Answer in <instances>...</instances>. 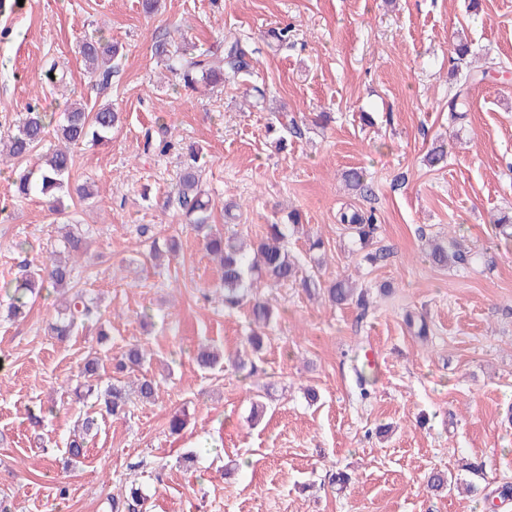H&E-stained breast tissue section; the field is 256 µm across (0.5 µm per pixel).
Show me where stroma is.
I'll use <instances>...</instances> for the list:
<instances>
[{
  "mask_svg": "<svg viewBox=\"0 0 512 512\" xmlns=\"http://www.w3.org/2000/svg\"><path fill=\"white\" fill-rule=\"evenodd\" d=\"M468 3L159 0L148 13L141 0H25L0 10V139L33 102L58 122L78 100L122 114L107 146L74 148L65 215L16 196L13 166L0 164V498L12 512H111L130 481L142 512H512V238L495 224L512 211V0ZM286 24L291 41L269 44L267 30ZM229 32L253 51L254 73L239 84L183 89L152 51L182 37L219 50ZM458 33L472 44L466 66L452 60ZM97 36L123 48L104 79L79 53ZM491 60L500 70L471 85L465 116L450 121L449 88ZM48 61L63 64V84L45 83ZM149 135L171 149L144 152ZM442 143L446 160L429 165ZM190 144L203 150L216 230L253 242L299 212L324 241L323 281L352 276L367 307L260 281L275 319L255 372L234 367L249 310L225 309L218 261L166 202ZM351 168L365 171L367 192L345 187ZM344 208L374 210L383 261H364L337 221ZM67 219L89 242L71 287L96 298L101 318L60 341L49 325L62 297L43 291L12 318L2 286L60 249ZM171 236L178 262L154 265V241ZM448 238L470 252L467 266L426 258L429 241ZM202 344L224 364L200 368ZM135 345L160 383L156 400L101 416L83 456L65 463L79 415L100 409L74 395L86 359L98 358L103 387L113 355ZM176 414L184 427L173 433ZM434 469L457 489L427 492Z\"/></svg>",
  "mask_w": 512,
  "mask_h": 512,
  "instance_id": "obj_1",
  "label": "stroma"
}]
</instances>
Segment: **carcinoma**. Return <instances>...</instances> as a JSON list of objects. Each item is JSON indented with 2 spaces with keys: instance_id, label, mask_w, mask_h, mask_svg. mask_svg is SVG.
<instances>
[{
  "instance_id": "obj_1",
  "label": "carcinoma",
  "mask_w": 512,
  "mask_h": 512,
  "mask_svg": "<svg viewBox=\"0 0 512 512\" xmlns=\"http://www.w3.org/2000/svg\"><path fill=\"white\" fill-rule=\"evenodd\" d=\"M120 52L121 47L118 44L100 37L87 39L80 46V53L87 63L89 73L93 76H108ZM154 54L164 62L170 72L181 79L184 87L192 90L200 81L215 83L221 80L234 83L251 68L249 52L237 37L224 39V51L220 55L196 54L174 41L167 40H160L154 44ZM467 96V88L462 85L448 92V112L451 118H457L461 112L462 101ZM119 122L120 115L110 104L101 105L90 111L80 103L70 107L64 114L63 122L57 124L55 129L57 138L64 146L55 149L38 170H24L18 173L15 180L18 193L24 196L43 197L50 210L61 211L63 200L60 193L68 186L73 167L72 148L79 145H107L112 139V130ZM51 125L53 117L36 105L28 107L25 116L17 125L16 133L0 145V157L17 160L29 157L43 141ZM201 158L202 150L199 148H192L184 155L176 185L175 202L186 221L194 225L206 250L220 257L223 267L224 305L235 307L251 296L257 274L275 283L286 282L296 277L297 265L289 256L284 242L288 239V234L299 226V215L295 212L289 214L286 224L268 225L266 237L256 242L259 261L250 260L249 256L238 248L234 236L223 238L214 232L213 225L210 224L212 206L202 189L204 168ZM344 182L351 190L361 192L367 188L365 174L357 168L344 172ZM338 223L350 230L362 248L368 245L378 230L377 217L372 211H341L338 213ZM65 244L71 257L84 255L85 240L81 233L67 232ZM428 258L440 266L448 263L465 266L469 264L470 254L461 250L451 239L444 245H435L428 253ZM320 270L321 262L316 259L314 269L302 278V287L306 291L323 288L329 300L335 305H365L364 295H355L350 278H338L325 286L321 280ZM73 271V263L49 258L48 262L30 274L29 278L15 285L9 316L17 318L25 313L28 306L27 294H33L38 289L57 290L66 287ZM98 309L97 303L91 299L73 300L65 307L60 319L49 325L51 334L61 339L71 335L79 324L97 314ZM251 315L254 323L266 325L272 318V310L269 305L256 299L251 307ZM143 359V350L130 348L117 361L116 369L124 371L138 367ZM159 389L160 385L154 379L147 376L140 379V398L150 401L155 398ZM101 397L106 414L117 416L124 412L126 397L121 387L110 384ZM96 428L98 422L94 417L88 415L82 420V434L66 443L69 458L75 459L83 455L85 436ZM141 499L143 496L140 489L132 484L125 488L123 498H111L112 510L135 512V505L139 504Z\"/></svg>"
}]
</instances>
